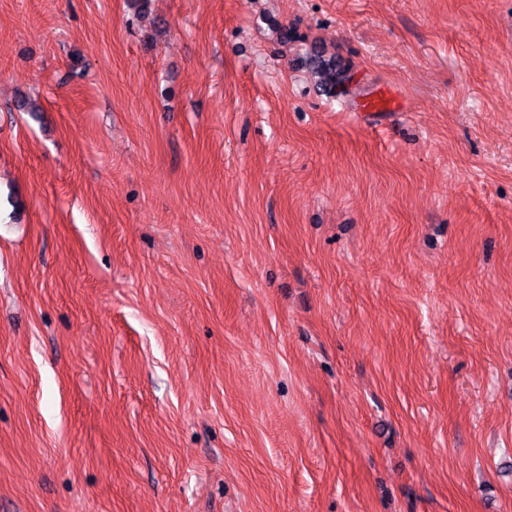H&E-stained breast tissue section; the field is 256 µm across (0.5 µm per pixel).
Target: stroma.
Here are the masks:
<instances>
[{"mask_svg":"<svg viewBox=\"0 0 512 512\" xmlns=\"http://www.w3.org/2000/svg\"><path fill=\"white\" fill-rule=\"evenodd\" d=\"M510 464L512 0H0V512H512ZM313 64L317 73L321 75V82L330 89H335L336 86H343L348 80L346 73L339 69L333 61H325L318 57Z\"/></svg>","mask_w":512,"mask_h":512,"instance_id":"stroma-1","label":"stroma"}]
</instances>
